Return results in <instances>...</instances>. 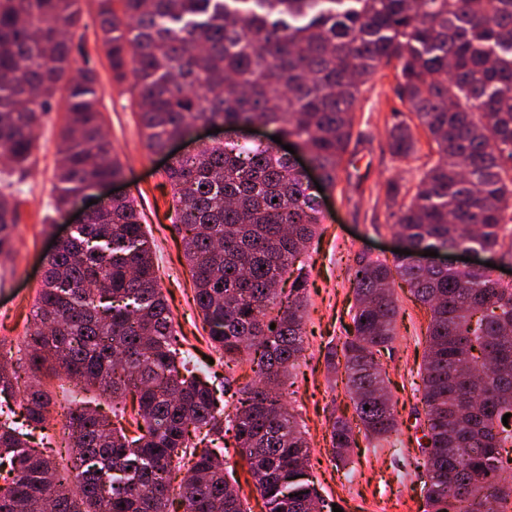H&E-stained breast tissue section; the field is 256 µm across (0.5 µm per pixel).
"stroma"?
Masks as SVG:
<instances>
[{
	"mask_svg": "<svg viewBox=\"0 0 512 512\" xmlns=\"http://www.w3.org/2000/svg\"><path fill=\"white\" fill-rule=\"evenodd\" d=\"M79 66L93 68L99 79V100L105 129L125 168L118 186L95 190L93 200L113 192L134 199L146 231L154 243V269L171 310L183 348L202 368L201 376L216 388L239 389L254 378L250 362L225 368L212 348L208 328L194 301V287L184 256L183 232L174 221L172 192L159 156L151 154L140 135L129 95L112 85L109 61L97 34L95 9L83 0ZM393 66L383 67L363 87L354 114L353 140L339 173L335 190L323 202V236L313 255L308 278L305 314V351L286 390L288 403L305 424L311 446L308 471L325 506L341 512H426L424 482L417 467L423 457L424 414L418 390L430 313L403 283H395L398 299L397 337L382 351L379 361L400 424L396 445L372 447L359 440L351 449V467L339 465L329 438V420L352 416L343 368L328 369L329 343L343 336L355 304L346 269L358 255L392 259L401 240L393 227L396 203L413 196L423 173L437 158L436 147L424 130H417L416 153L395 159L387 133L396 120L414 123L396 93ZM63 112H47L38 131L34 163L25 177L0 174V193L18 200L19 222L9 256L0 257V346L19 350L30 323L40 288L43 259L54 239L70 230L82 206L58 213L53 209L57 193L58 133ZM398 183L397 198L387 194L389 183ZM53 403L45 434L51 452L66 456L67 440L61 430V414L71 401L86 393L73 382L43 376Z\"/></svg>",
	"mask_w": 512,
	"mask_h": 512,
	"instance_id": "35a3bbf8",
	"label": "stroma"
}]
</instances>
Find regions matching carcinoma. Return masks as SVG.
Returning a JSON list of instances; mask_svg holds the SVG:
<instances>
[{
  "label": "carcinoma",
  "mask_w": 512,
  "mask_h": 512,
  "mask_svg": "<svg viewBox=\"0 0 512 512\" xmlns=\"http://www.w3.org/2000/svg\"><path fill=\"white\" fill-rule=\"evenodd\" d=\"M112 82L128 86L140 134L169 155L165 175L195 301L224 366L253 357L259 380L218 408L184 357L154 275L133 200L102 199L46 262L26 336L33 364L112 396L109 418L69 408L62 476L30 445L46 421L41 385L0 351V512H171L172 472L187 468L183 512H247L227 477L224 449L192 434L230 433L266 512H320L307 473L310 448L284 386L304 344L306 274L297 267L320 228L322 205L274 140L227 138L196 154H169L200 124H261L294 141L336 187L365 83L396 63L401 101L436 144L438 158L393 212L409 255L358 256L350 278L352 326L327 347L343 362L366 438L390 442L398 420L377 360L396 339L394 277L430 311L422 366L424 486L432 512H512L502 450L512 448V284L417 260L427 249L467 248L512 259V0H94ZM80 0H0V167L24 174L36 133L63 100L56 171L64 211L122 177L98 109L97 74L74 69ZM389 149L406 159L416 140L393 124ZM17 224L0 194V255ZM296 277L288 307L279 284ZM275 328H270V325ZM137 399L130 437L126 397ZM330 443L345 460L355 443L344 417Z\"/></svg>",
  "instance_id": "obj_1"
}]
</instances>
